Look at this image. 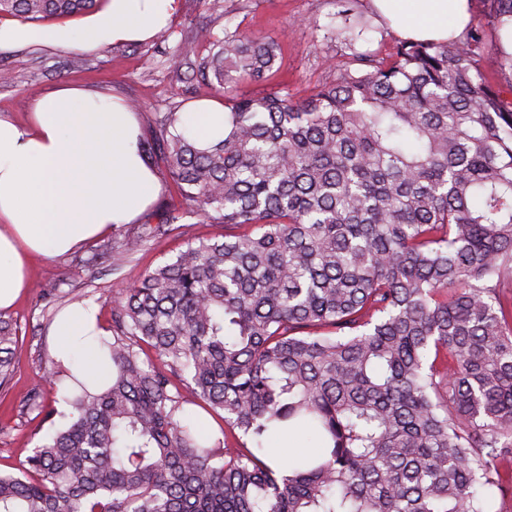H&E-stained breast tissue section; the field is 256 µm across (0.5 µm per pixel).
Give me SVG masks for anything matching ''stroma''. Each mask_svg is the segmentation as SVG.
Wrapping results in <instances>:
<instances>
[{
  "label": "stroma",
  "mask_w": 512,
  "mask_h": 512,
  "mask_svg": "<svg viewBox=\"0 0 512 512\" xmlns=\"http://www.w3.org/2000/svg\"><path fill=\"white\" fill-rule=\"evenodd\" d=\"M339 0H222L214 8L212 0H178V8L168 25V41L147 40L139 43L106 45L83 54L84 66L75 70L69 62L70 50L51 49L30 44L0 52V69L13 73L15 82L0 85V114L25 123L31 101L41 92L61 85L90 91H106L123 100L136 101V117L141 129H149L157 113L172 108L187 109L201 102L221 101L222 96L208 83L193 75L190 61L173 64L172 50L190 31L201 26L221 30L224 25L240 26L246 33L279 41V67L265 81L247 85L250 94L272 90L288 91L295 100L307 98L316 86L333 82L339 70L353 67L354 53L382 59L393 54L401 38L380 20L356 47L328 37L329 29L340 25ZM474 23L484 29V47L478 67L485 80L495 87L507 81L496 64V33L490 0H471ZM157 223L152 211H145L124 232L142 236L144 243L130 263L112 272L104 256L111 236L83 244L72 253L45 258L32 257L28 266L30 286L8 314L21 328L13 356L14 370L9 384L0 387V472L19 473L32 449L54 428L62 427L63 418L42 421L23 412L21 404L27 390L40 382L45 362L51 355L50 329L66 308L64 302H46L40 288L59 281L72 285L81 295L82 305L95 306L104 327L112 325L110 299L114 291L135 280L145 270L173 256L184 240L218 233L213 224L201 217H186L174 233H155Z\"/></svg>",
  "instance_id": "1"
}]
</instances>
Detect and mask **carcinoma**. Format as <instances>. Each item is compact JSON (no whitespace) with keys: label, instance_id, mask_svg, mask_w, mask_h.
Here are the masks:
<instances>
[{"label":"carcinoma","instance_id":"carcinoma-1","mask_svg":"<svg viewBox=\"0 0 512 512\" xmlns=\"http://www.w3.org/2000/svg\"><path fill=\"white\" fill-rule=\"evenodd\" d=\"M101 0H0L48 21ZM512 77V0H493ZM355 46L371 20L347 7ZM484 35L355 55L306 99L224 102L208 145L160 112L142 141L180 202L224 233L112 296L103 389L76 382L64 428L0 474V512H491L512 457V101L478 68ZM203 45L206 53L196 47ZM279 45L239 27L174 48L225 90L258 83ZM137 237L112 242L125 267ZM18 327L0 315V386ZM154 357H142L144 350ZM191 404L221 414L206 432ZM45 411L43 390L23 398ZM317 452L273 458L278 432Z\"/></svg>","mask_w":512,"mask_h":512}]
</instances>
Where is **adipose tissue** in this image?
I'll return each mask as SVG.
<instances>
[{"instance_id": "adipose-tissue-1", "label": "adipose tissue", "mask_w": 512, "mask_h": 512, "mask_svg": "<svg viewBox=\"0 0 512 512\" xmlns=\"http://www.w3.org/2000/svg\"><path fill=\"white\" fill-rule=\"evenodd\" d=\"M401 37L445 41L471 19L469 0H370ZM177 0H105L75 29L0 24V51L33 43L92 52L141 42L167 27ZM159 185L134 115L115 95L76 86L47 90L27 124L0 114V310L27 286L31 255L59 256L135 221ZM93 307L64 310L54 326L53 357L90 386L112 375L100 353Z\"/></svg>"}]
</instances>
